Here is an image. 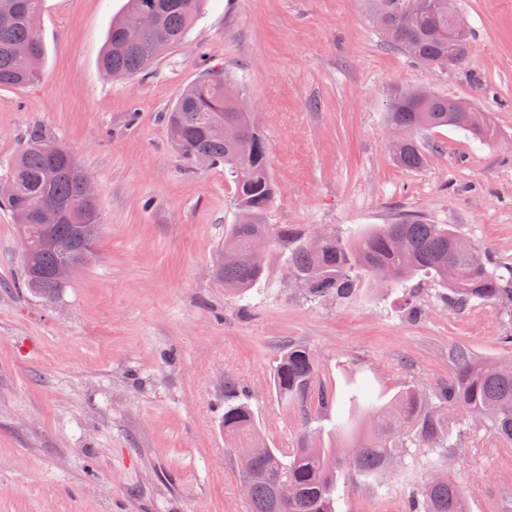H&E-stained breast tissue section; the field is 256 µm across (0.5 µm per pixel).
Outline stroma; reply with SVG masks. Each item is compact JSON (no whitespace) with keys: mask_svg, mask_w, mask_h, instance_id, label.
<instances>
[{"mask_svg":"<svg viewBox=\"0 0 512 512\" xmlns=\"http://www.w3.org/2000/svg\"><path fill=\"white\" fill-rule=\"evenodd\" d=\"M456 2L474 36L461 69L391 49L371 0H204L182 44L113 79L98 60L125 0H43L42 76L0 89V169L42 127L90 176L101 230L95 259L46 302L23 286L20 228L0 209V512H250L224 439V378L238 379L262 439L293 447L303 426L273 390L291 345L311 350L338 403L348 369L390 397L447 382L460 347L512 360L499 307L458 312L426 289L412 314L371 285L309 301L274 250L249 299L225 292L216 268L234 187L186 159L166 125L183 89L226 71L266 140L268 223L312 236L418 214L511 263L512 0ZM413 87L474 100L500 140L437 129L422 138L425 164L401 168L385 112ZM448 419L463 434L446 465L470 512H512V446L461 411ZM422 473L348 486L342 512H403Z\"/></svg>","mask_w":512,"mask_h":512,"instance_id":"stroma-1","label":"stroma"}]
</instances>
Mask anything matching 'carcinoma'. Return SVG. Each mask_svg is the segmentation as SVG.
Returning a JSON list of instances; mask_svg holds the SVG:
<instances>
[{"label": "carcinoma", "instance_id": "obj_1", "mask_svg": "<svg viewBox=\"0 0 512 512\" xmlns=\"http://www.w3.org/2000/svg\"><path fill=\"white\" fill-rule=\"evenodd\" d=\"M42 0H0V87L29 85L42 74L45 56L38 31ZM203 0H126L112 19L101 69L109 77L133 76L145 61L159 60L181 43ZM373 24L394 49L414 61L459 69L471 53L469 29L448 34L458 12L454 0H375ZM19 44L31 46L26 56L14 54ZM224 118L239 127L236 137L208 132L210 118ZM386 124L393 136L395 161L406 170L423 166L425 153L418 135L454 127L490 145L500 134L487 113L463 98L420 89H398L391 97ZM171 136L182 154L201 165H221L234 185L238 211L247 224L233 225L224 236V264L217 274L224 288L244 294L266 276L269 248H279L291 277L308 296L347 299L370 281L410 300L417 294L411 281L432 287L439 300L460 311L473 301L512 308V263L475 250L447 224L404 218L373 226L354 236L322 235L310 242L294 224L266 223L275 185L264 135L253 125L238 99L235 84L212 72L188 86L167 113ZM7 175L11 196L0 207L32 216V256L23 260L24 287L45 301L63 285L50 277L62 252L43 245L49 237L64 246L76 238L79 225L100 223L99 203L84 193L88 174L59 141L32 130ZM448 382L428 395L413 385L402 387L388 401L345 374L347 408L332 426L337 441L316 446L313 410L325 408L333 395L319 382L309 350L290 346L274 368L273 386L285 409L299 412L305 431L295 448L263 444L250 404L238 383L224 380V438L249 453L236 457L239 477L251 512H339V485L377 483L393 463L407 466L426 456V472L408 495L406 512H467V494L460 482L437 470L458 447L459 430L436 409H459L491 422L498 435L512 443V370L475 359L459 348Z\"/></svg>", "mask_w": 512, "mask_h": 512}]
</instances>
